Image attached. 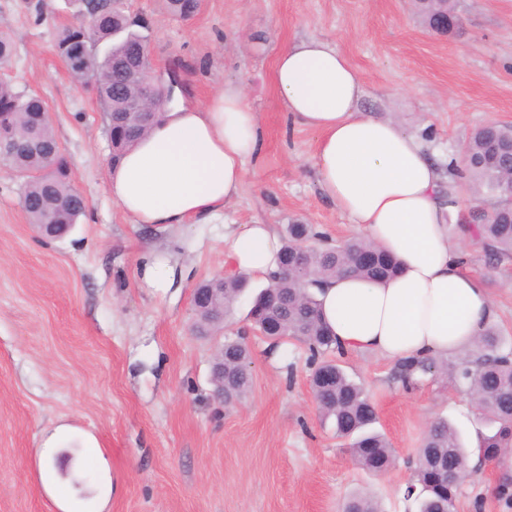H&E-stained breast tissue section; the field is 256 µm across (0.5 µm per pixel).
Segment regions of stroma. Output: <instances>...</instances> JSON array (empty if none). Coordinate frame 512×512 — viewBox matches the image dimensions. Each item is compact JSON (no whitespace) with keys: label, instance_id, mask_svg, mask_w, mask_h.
Listing matches in <instances>:
<instances>
[{"label":"stroma","instance_id":"1","mask_svg":"<svg viewBox=\"0 0 512 512\" xmlns=\"http://www.w3.org/2000/svg\"><path fill=\"white\" fill-rule=\"evenodd\" d=\"M127 5L152 24L156 66L180 65L185 102L204 103L228 82L244 87L261 117L262 154L247 163L236 200L208 222L132 223L107 190L108 115L54 50L74 20L67 0H0V26L14 41L4 74L47 103L87 200L66 237L40 238L18 178L0 163V512H63L64 486L81 512L99 500L103 512H343L356 494L382 512H416L405 491L430 420L448 418L471 444L486 429L467 392L444 377L406 386L394 362L345 354L396 458L384 473L365 472L321 424L309 353L297 341L275 346L248 333L252 385L225 411L210 382L224 333H194L192 295L227 271L225 225L282 230L300 220L330 243L358 235L319 189L317 135L287 124L274 84L282 46L310 36L336 44L363 78L360 109L425 138L444 170L477 127L512 125V0H455L460 22L445 35L425 28L412 0H202L187 20L170 16L165 0ZM448 235L487 280L493 326L512 345V260L489 269L457 222ZM155 262L174 283L143 278ZM62 423L98 445L60 451L50 476L38 441ZM501 471L480 463L458 488L455 512H512V496L488 491Z\"/></svg>","mask_w":512,"mask_h":512}]
</instances>
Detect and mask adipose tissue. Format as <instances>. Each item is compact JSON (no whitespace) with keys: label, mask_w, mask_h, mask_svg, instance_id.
Masks as SVG:
<instances>
[{"label":"adipose tissue","mask_w":512,"mask_h":512,"mask_svg":"<svg viewBox=\"0 0 512 512\" xmlns=\"http://www.w3.org/2000/svg\"><path fill=\"white\" fill-rule=\"evenodd\" d=\"M275 82L287 120L319 134L314 167L322 193L398 264L377 282L327 281L323 319L345 352L403 361L471 350L496 314L484 278L448 237L454 205L440 171L398 121L364 114L359 72L335 44L308 37L282 47ZM261 119L235 84L203 105L167 108L111 168L109 189L136 224L171 226L219 213L238 196L248 160L263 147ZM283 241L274 225L224 233L234 272L266 280Z\"/></svg>","instance_id":"1"}]
</instances>
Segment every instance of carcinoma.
Segmentation results:
<instances>
[{
  "mask_svg": "<svg viewBox=\"0 0 512 512\" xmlns=\"http://www.w3.org/2000/svg\"><path fill=\"white\" fill-rule=\"evenodd\" d=\"M75 22L58 32L55 49L65 58L74 43L83 41L93 48L86 66L71 71L80 82L93 77L99 101L108 114L112 162L148 132L132 102L138 97L142 74L129 67L150 42L148 30L130 15L123 0L92 13L87 0H72ZM168 12L185 19L197 12L198 0H166ZM43 145H57L49 108L33 94L15 89L9 79H0V136L21 145L32 136ZM464 166L448 163V190L466 178L473 196L491 200L488 208L474 212L475 235L482 243L492 267L512 258V126L486 124L476 128L463 147ZM21 182L20 203L32 224H76L85 212L82 196L72 185L67 161L60 158V170L51 181L34 175L41 159L31 150L0 155ZM280 271L262 288L251 290L245 275L217 278L214 288L224 289V317L246 292L251 303L246 320L254 329L268 327L278 339L294 338L303 343L312 366L311 388L323 419L333 423L336 437L349 442L353 460L369 472L387 470L394 461L389 441L376 429L374 405L365 387L352 379L340 364L345 352L322 322L320 303L313 285L337 274L383 280L398 273L393 260L377 245L354 238L327 244L309 224H289L283 237ZM224 327L219 314L204 307L197 311L196 331ZM224 387L214 386L224 407L244 397L251 386V354L244 337H224ZM333 374L319 378V372ZM404 384L426 377L451 376L465 386L476 401L491 432L479 437L477 449L466 447L447 419L438 417L428 426L419 448L406 497L415 498L418 512H453L458 484L448 480V470L464 479L474 451L488 461L504 457L512 448V347L504 345L497 331L488 327L476 341L475 350L453 366L446 361L409 359L397 367Z\"/></svg>",
  "mask_w": 512,
  "mask_h": 512,
  "instance_id": "cac0c4a2",
  "label": "carcinoma"
}]
</instances>
